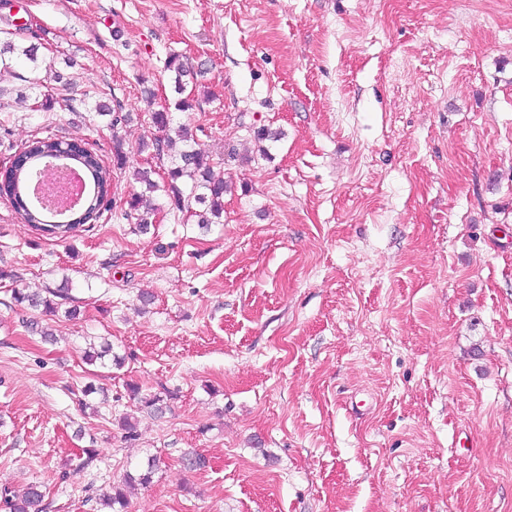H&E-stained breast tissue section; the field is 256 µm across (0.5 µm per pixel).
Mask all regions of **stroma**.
Listing matches in <instances>:
<instances>
[{"instance_id":"1","label":"stroma","mask_w":512,"mask_h":512,"mask_svg":"<svg viewBox=\"0 0 512 512\" xmlns=\"http://www.w3.org/2000/svg\"><path fill=\"white\" fill-rule=\"evenodd\" d=\"M20 39L71 83L46 112L0 72V168L50 135L112 191L62 239L0 196V490L101 512L154 457L127 512H512V0H0ZM172 52L205 69L183 111ZM167 107L224 165V218L166 207L142 234ZM64 284L73 319L12 300ZM92 336L123 365L86 364ZM157 459L148 461L147 468L139 474L133 475L132 473H126L124 476L123 483L113 485L112 492L104 495L101 499L103 506L109 508L107 512H124V509L128 505V498L125 492V488L132 487L135 485L146 486L151 482L152 474L154 473L155 467H157Z\"/></svg>"}]
</instances>
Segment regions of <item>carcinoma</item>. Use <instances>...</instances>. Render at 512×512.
Masks as SVG:
<instances>
[{"mask_svg": "<svg viewBox=\"0 0 512 512\" xmlns=\"http://www.w3.org/2000/svg\"><path fill=\"white\" fill-rule=\"evenodd\" d=\"M20 64L27 66L30 77L16 71L13 75L32 85L41 84L39 74L42 72L56 83L69 84L64 73L39 59L36 45L4 42L0 47V69L8 70ZM166 68L174 73L176 91L184 93L185 78L191 76V70L177 55L169 56ZM95 111L100 116L109 117V126L113 130L114 158L116 162H122V139L118 135L117 124L126 122V116L115 112L104 102L95 104ZM151 120L155 127L164 132V136L154 140L152 147L157 157L168 158L170 167L167 169L166 180L161 183L151 178L150 170L141 169L134 173L135 180L144 186V190L133 194L127 202L128 216L135 219L139 229L147 230L158 207L147 206L144 201L149 195L161 192L174 208L192 213L197 217V223L203 227L222 223L226 181L215 175L212 168L204 162L205 152L197 137L183 125L173 126L171 113L165 109L153 113ZM60 162L70 165L78 163L85 170L87 194L81 208L61 214L41 208L32 201L30 205L20 207L18 215L24 225L53 237L66 238L76 228L96 222L102 211L107 209L112 176L109 167L103 164L96 153L75 142H65L49 136L35 137L28 141L23 151L10 163L14 167L13 177L4 187V192L11 199L18 200L21 191L29 189V182L33 177L44 174L51 165ZM12 299L18 305L34 310L40 308L42 312L53 315L58 312L63 302L69 300V294L66 288H47L43 293L22 288L13 291ZM108 356L112 363L121 364V358L112 354V346L108 342L100 346L92 343L90 351L85 353V359L91 363L98 360L103 364ZM155 467L157 463L153 459L147 464L146 470L136 475L130 472L125 474L123 483L112 486V492L103 496L102 505L109 508V512H124L128 505L125 489L135 485H148ZM43 498L38 486L32 485L20 498L4 494V503L10 512H42Z\"/></svg>", "mask_w": 512, "mask_h": 512, "instance_id": "cac0c4a2", "label": "carcinoma"}]
</instances>
